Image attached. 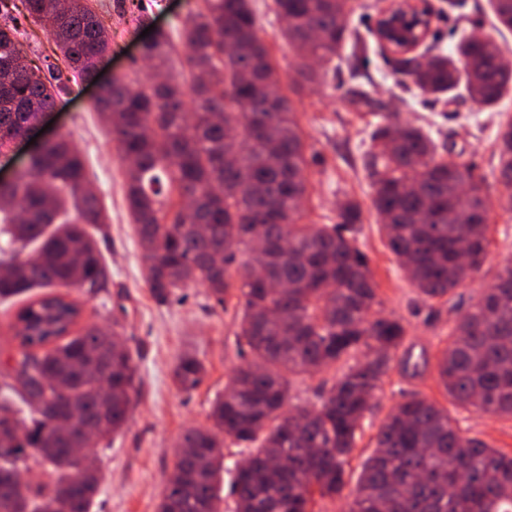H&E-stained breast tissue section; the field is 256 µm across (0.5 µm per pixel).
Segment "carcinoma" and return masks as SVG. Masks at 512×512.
<instances>
[{"mask_svg":"<svg viewBox=\"0 0 512 512\" xmlns=\"http://www.w3.org/2000/svg\"><path fill=\"white\" fill-rule=\"evenodd\" d=\"M0 0V127L36 123L72 79L92 78L112 33L82 0ZM497 28L512 30V0H490ZM347 0H273L288 18L281 37L299 54L328 62L351 33ZM43 26L64 60L41 77L21 65L18 35ZM195 97L173 76L135 86L115 80L95 106L110 121L125 167L126 200L146 260V283L165 303L201 284L219 305L240 306L234 367L211 426L185 432L158 512H222L217 486L232 475L233 512H312L315 496L344 494L348 456L365 413L403 343L396 317H375L378 285L357 245L361 210L345 200L335 224H303L313 158L260 37L252 0H205L187 22ZM172 44L157 32L143 56L168 66ZM490 38L467 37L445 55L395 62L417 94L462 93L495 107L512 71ZM364 167L380 230L424 300L463 286L484 265L489 208L472 169L439 154L422 128L391 118L373 133ZM501 177L512 184V119L500 124ZM76 218L57 222L65 199ZM102 213L84 166L58 136L11 188L0 189V301L37 288L107 286L96 235ZM265 242L264 254L253 241ZM79 306L45 294L10 324L22 388L0 382V512H93L99 448L126 423L137 395L130 349L90 327L72 333ZM334 370L319 405H296L290 378ZM445 392L462 407L512 418V263L458 321L436 364ZM205 373L184 355L175 382L195 389ZM90 428L89 456L54 432L65 410ZM246 451L224 464V444ZM348 512H512V453L462 433L448 410L413 394L380 426Z\"/></svg>","mask_w":512,"mask_h":512,"instance_id":"1","label":"carcinoma"}]
</instances>
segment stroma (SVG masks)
Instances as JSON below:
<instances>
[{"label": "stroma", "instance_id": "stroma-1", "mask_svg": "<svg viewBox=\"0 0 512 512\" xmlns=\"http://www.w3.org/2000/svg\"><path fill=\"white\" fill-rule=\"evenodd\" d=\"M112 30V49L102 59L103 80L120 76L146 82L141 33L155 25L169 33L175 47L169 69L188 83L185 29L189 17L204 8L203 0H92ZM390 0H350L347 22L352 36L333 62L323 66L319 82L302 77L307 62L279 35L281 21L271 0H253L260 33L269 46L284 92L290 97L304 132L308 154L317 158L309 169L310 196L306 221L333 224L338 205L356 199L362 208L358 245L370 263L381 300L379 310L399 316L406 336L382 390L357 433L346 467L347 492H354L362 463L375 449V436L391 409L405 397L421 393L448 410L464 435L512 453V418L463 409L453 403L437 381L436 359L449 342V332L471 304L512 262V212L503 208L512 196L497 169V131L512 116V91L498 111L487 112L470 99L444 98L431 103L411 98L398 83L394 65L373 35ZM433 28L428 45L451 50L460 34L494 38L512 61V32H498L490 0H432ZM368 90L376 108L355 109L354 91ZM99 86L73 79L50 114L46 136H64L85 162L89 186L96 193L107 224L100 243L109 273L108 285L95 292L68 288L64 294L78 304L79 328L101 327L127 339L138 368V397L121 432L100 452V483L94 512H158L178 445L186 430L205 427L215 399L224 392L239 358L235 346V306L222 307L207 288L182 289L180 300L159 304L145 280L146 262L126 202L125 173L119 149L95 109ZM430 127L439 144L484 180L490 210L489 247L480 274L452 294L424 301L401 270L380 232L381 219L371 201L373 183L363 157L382 114ZM194 354L206 374L194 391H181L174 370L185 353Z\"/></svg>", "mask_w": 512, "mask_h": 512}]
</instances>
